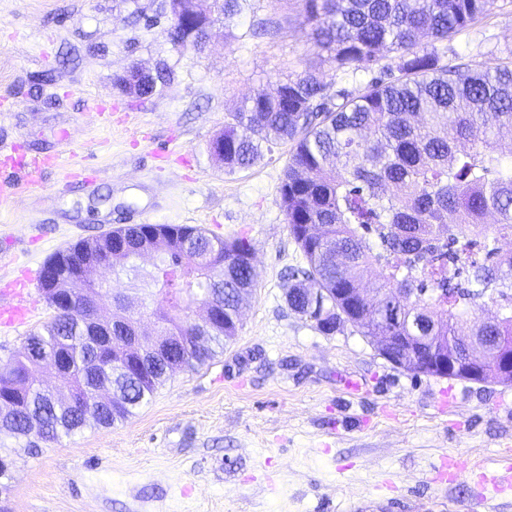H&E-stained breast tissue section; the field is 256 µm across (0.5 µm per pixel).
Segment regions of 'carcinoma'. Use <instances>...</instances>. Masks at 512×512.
<instances>
[{
    "label": "carcinoma",
    "instance_id": "carcinoma-1",
    "mask_svg": "<svg viewBox=\"0 0 512 512\" xmlns=\"http://www.w3.org/2000/svg\"><path fill=\"white\" fill-rule=\"evenodd\" d=\"M492 2L304 0V23L336 68L377 67L378 75L354 94L302 71L245 99L213 139L211 154L231 171L255 164L265 144H291L280 207L307 267L292 273L285 300L309 318L313 296L334 309L316 321L320 332L347 321L364 336H426L425 349L512 345V252L499 247L512 235V61L450 64L421 47L425 37L452 40ZM177 36V50L204 53L200 25ZM391 53L394 68L383 63ZM171 78L164 65L136 88L153 96ZM110 235L129 248L83 241L49 264L74 276L86 260L107 262L148 307L160 347L175 341L178 349L142 357L149 341L123 313L127 296L88 282L86 295L112 303L111 320L55 311L26 338L42 361L24 348L0 360V397L12 404L0 410V458L13 441L43 448L87 425L126 421L169 375L205 365L237 335L240 306L255 287L249 240L170 224L125 225ZM372 270L377 281L364 290ZM200 306L221 308L222 318L197 320ZM63 352L73 405L39 380Z\"/></svg>",
    "mask_w": 512,
    "mask_h": 512
}]
</instances>
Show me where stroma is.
Segmentation results:
<instances>
[{
    "label": "stroma",
    "instance_id": "35a3bbf8",
    "mask_svg": "<svg viewBox=\"0 0 512 512\" xmlns=\"http://www.w3.org/2000/svg\"><path fill=\"white\" fill-rule=\"evenodd\" d=\"M158 6L0 0V142L60 157L0 214V285L125 224H188L249 239L256 286L223 352L174 373L126 422L36 455L12 445L0 512H357L369 498L387 512H512V490L477 485L512 457V385L404 371L350 323L327 335L290 310L288 274L307 262L279 205L287 145L245 170L210 153L227 114L279 80L316 69L356 92L367 75L336 71L301 0H251L200 55L133 22ZM256 16L288 28L248 37ZM437 49L490 66L512 56V0ZM135 63L172 69L162 95L122 93ZM31 294L27 325L0 330L2 358L51 314L40 286Z\"/></svg>",
    "mask_w": 512,
    "mask_h": 512
}]
</instances>
